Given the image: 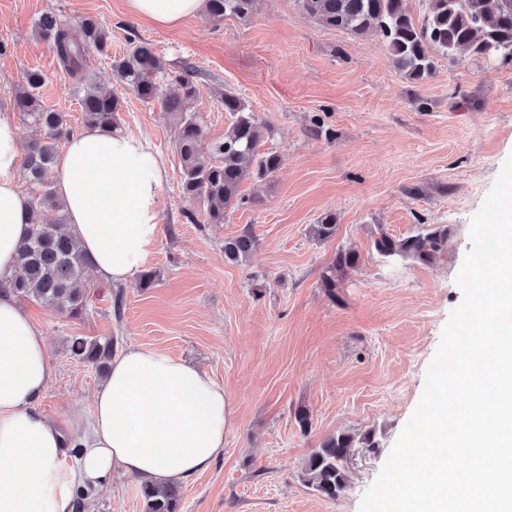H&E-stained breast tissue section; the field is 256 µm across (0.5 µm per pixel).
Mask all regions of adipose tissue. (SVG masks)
I'll return each mask as SVG.
<instances>
[{
  "label": "adipose tissue",
  "instance_id": "1",
  "mask_svg": "<svg viewBox=\"0 0 512 512\" xmlns=\"http://www.w3.org/2000/svg\"><path fill=\"white\" fill-rule=\"evenodd\" d=\"M161 28L204 11L205 0H126ZM18 128L0 113V512H73L78 491L122 473L157 484L190 479L224 454L231 405L192 364L133 347L115 355L81 422L59 424L38 403L54 378L40 326L10 289L26 239L30 197L19 183ZM68 229L98 277L118 286L144 262L158 220L164 165L120 130L71 134L55 166Z\"/></svg>",
  "mask_w": 512,
  "mask_h": 512
}]
</instances>
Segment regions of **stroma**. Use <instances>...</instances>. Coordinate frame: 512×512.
<instances>
[{"mask_svg": "<svg viewBox=\"0 0 512 512\" xmlns=\"http://www.w3.org/2000/svg\"><path fill=\"white\" fill-rule=\"evenodd\" d=\"M49 12L73 25L98 20L113 56L135 35L167 70L193 67L203 151L233 120L217 90L234 92L262 126V151L277 154L280 166L245 181L244 204L208 223L181 192L172 117L116 84L108 59L90 56L88 79L124 101L120 129L166 168L142 266L154 280L115 287L87 271L89 301L78 317L27 303L55 371L40 408L73 420L90 410L102 377L71 356V337H110L119 351L155 348L211 374L232 408L224 455L182 483L180 512H359L462 298L455 278L471 248L469 220L512 154V63L438 55L431 76L412 82L383 40L325 28L297 0H258L246 20L214 24L201 14L171 29L131 16L126 0H0V41L10 49L0 56V113L11 111L36 68L47 76L45 103L65 113L73 132L84 126L79 94L36 31ZM327 213L336 234L320 241L311 227ZM431 224L451 228L434 264L386 258L372 246L376 230L402 238ZM246 229L253 254L227 261L225 239ZM340 246L357 249L360 262L339 281L336 303L320 275ZM302 407L313 418L307 432L295 421ZM341 432L372 433L378 445L351 450L347 490L331 500L303 481L302 467ZM139 484L115 475L82 512H141Z\"/></svg>", "mask_w": 512, "mask_h": 512, "instance_id": "1", "label": "stroma"}]
</instances>
